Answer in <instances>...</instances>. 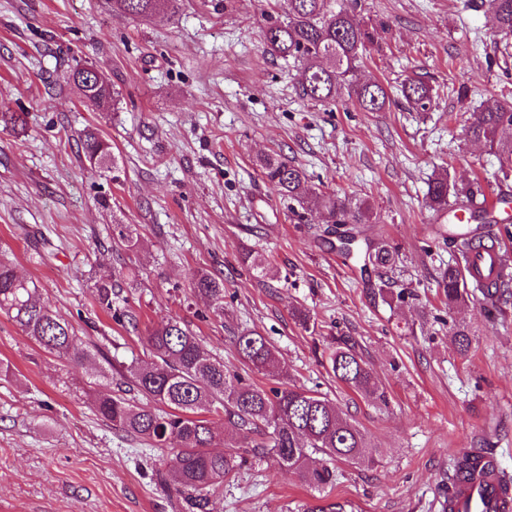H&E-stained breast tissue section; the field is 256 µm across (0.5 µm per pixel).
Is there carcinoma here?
I'll return each mask as SVG.
<instances>
[{
	"instance_id": "carcinoma-1",
	"label": "carcinoma",
	"mask_w": 512,
	"mask_h": 512,
	"mask_svg": "<svg viewBox=\"0 0 512 512\" xmlns=\"http://www.w3.org/2000/svg\"><path fill=\"white\" fill-rule=\"evenodd\" d=\"M181 0H113L124 14L152 18L171 14ZM492 18L506 39L504 51L512 43V0H487ZM353 0H288L285 18L265 15L264 44L273 55L298 63V89L302 98L314 102L335 101L347 95L364 112H383L390 96L379 82L357 83L353 76L367 47L374 44V29L355 17ZM91 65H76L68 81L79 91L81 102L99 111L102 102L117 108V92L105 79L89 76ZM400 92L406 104L417 112L428 110L432 87L419 76L405 79ZM0 126L13 131L26 130L22 112L0 110ZM469 140L481 142L497 157L502 181L512 176V99H496L472 113L466 128ZM84 161L94 168L115 163L112 142L96 128L85 129L79 137ZM262 177L284 198L324 210L331 224H364L369 209L351 205L331 193H318L308 185L305 173L279 154H266L256 160ZM483 195L479 183L464 189L448 180L442 172L428 181L425 205L433 216L449 217L448 197L455 204L471 206ZM473 236H459L446 230L457 251L455 261L442 273V285L448 311L465 305L475 293L493 305L508 281L480 282L466 268L467 253L497 245L491 225L497 218L480 214ZM113 238L127 248L138 244L132 225L114 221ZM346 254L370 263L380 270L393 268L398 255L383 244H357V237L346 231L339 237ZM119 284L112 274L95 283V295L102 309L120 324L138 326L132 311L119 306L123 300ZM193 291L218 302L224 296V279L200 272L192 283ZM0 312L12 319L36 345L49 353L73 361L90 357L79 347L69 323L47 304L38 289L20 280L11 265L0 263ZM451 336L457 350L466 355L471 349L470 330L452 324ZM242 363L252 371L271 373L278 367L275 349L260 332L244 330L234 337ZM149 359H134L123 366L122 376L128 392L102 394L94 400V411L116 429L152 442L159 448L177 450L176 467L160 478L188 494L193 507L204 510L209 495L219 492L224 482L234 477L245 462L237 451L246 443L256 458H272L287 471L298 474L312 489L323 492L336 484L334 461L344 460L367 466L379 463V455L369 450L364 434L327 398L310 390L282 387L271 390L248 383L224 362L205 350L202 341L185 323L170 319L152 328L146 336ZM336 381L353 392L386 402L385 391L357 351L350 337L339 339L329 356ZM218 417L236 429L225 436L227 452H212L214 426ZM488 458L482 449L462 453L448 478L447 499H455L461 483L473 479Z\"/></svg>"
}]
</instances>
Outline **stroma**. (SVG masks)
Wrapping results in <instances>:
<instances>
[{"label": "stroma", "mask_w": 512, "mask_h": 512, "mask_svg": "<svg viewBox=\"0 0 512 512\" xmlns=\"http://www.w3.org/2000/svg\"><path fill=\"white\" fill-rule=\"evenodd\" d=\"M358 0L357 18L384 23L355 81L398 91L419 75L425 112L395 101L363 112L351 100L315 103L295 89L292 64L266 52L263 15L286 0H182L145 20L112 0H0V104L26 115L22 135L0 129V260L39 288L85 341L112 360L142 357L148 329L177 318L251 383L317 391L356 422L381 462H337L319 493L274 462L247 460L209 512H443L459 452L486 448L512 474V293L492 314L443 303L452 250L424 206L447 169L459 184L499 193L498 163L464 127L487 100L512 94V56L482 0ZM92 64L119 93L87 110L65 80ZM99 128L116 169H94L77 139ZM276 152L310 186L369 205L363 237L399 251L386 273L346 257L322 210L273 193L255 161ZM136 225L137 248L112 240V220ZM252 251L266 276L241 264ZM224 280L219 308L193 295L194 274ZM106 272L123 280L139 329L97 304ZM308 312L312 328L292 316ZM472 334L460 355L449 321ZM254 329L279 369H244L233 339ZM352 337L386 402L336 383L328 356ZM117 376L91 374L39 348L0 313V512H192L158 479L175 453L112 428L92 407Z\"/></svg>", "instance_id": "stroma-1"}]
</instances>
